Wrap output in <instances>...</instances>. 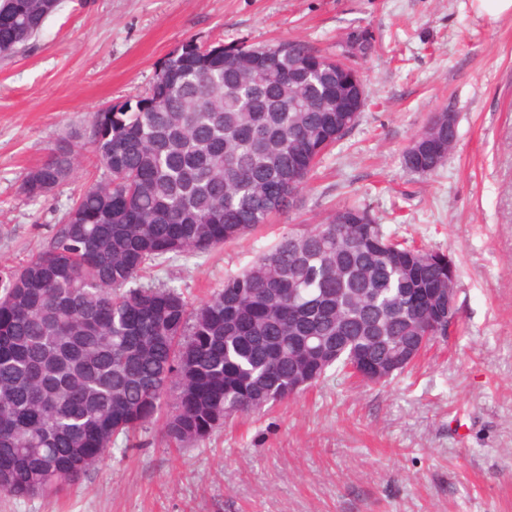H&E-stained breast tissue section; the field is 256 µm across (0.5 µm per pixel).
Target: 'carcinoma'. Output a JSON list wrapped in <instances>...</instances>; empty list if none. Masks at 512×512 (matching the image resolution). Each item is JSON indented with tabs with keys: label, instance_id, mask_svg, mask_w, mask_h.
Instances as JSON below:
<instances>
[{
	"label": "carcinoma",
	"instance_id": "carcinoma-1",
	"mask_svg": "<svg viewBox=\"0 0 512 512\" xmlns=\"http://www.w3.org/2000/svg\"><path fill=\"white\" fill-rule=\"evenodd\" d=\"M15 17L1 60L49 14L0 0V20ZM342 67L299 40L170 56L146 96L92 117L36 167L59 186L89 153L108 177L25 266L0 269V460L23 461L0 469V493L53 497L160 415L168 442L199 441L294 397L301 374L369 372L447 328L448 255L385 232L361 205L289 229L196 307L138 283L171 254L209 252L292 207L357 121L336 111ZM457 140V125L434 124L404 168L435 173Z\"/></svg>",
	"mask_w": 512,
	"mask_h": 512
}]
</instances>
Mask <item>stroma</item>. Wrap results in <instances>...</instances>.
Masks as SVG:
<instances>
[{"instance_id":"1","label":"stroma","mask_w":512,"mask_h":512,"mask_svg":"<svg viewBox=\"0 0 512 512\" xmlns=\"http://www.w3.org/2000/svg\"><path fill=\"white\" fill-rule=\"evenodd\" d=\"M358 28L376 45L352 61L365 104L293 207L143 280L206 300L289 225L354 203L454 258L455 332L388 381L331 370L181 448L155 420L83 481L48 500L0 495V512H512L511 15L487 20L472 0H62L0 60V267L27 264L104 176L82 163L33 200L25 173L103 106L145 94L182 44L299 39L339 56ZM437 112L455 116V149L435 174L406 171L404 151Z\"/></svg>"}]
</instances>
